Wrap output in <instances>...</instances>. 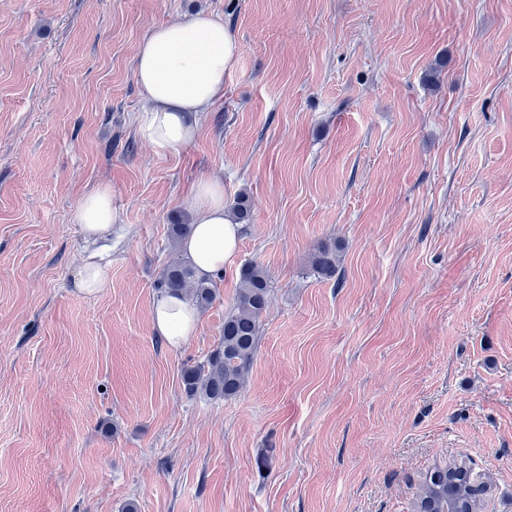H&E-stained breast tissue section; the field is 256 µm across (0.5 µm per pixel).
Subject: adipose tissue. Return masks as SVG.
Returning <instances> with one entry per match:
<instances>
[{
	"label": "adipose tissue",
	"instance_id": "adipose-tissue-1",
	"mask_svg": "<svg viewBox=\"0 0 512 512\" xmlns=\"http://www.w3.org/2000/svg\"><path fill=\"white\" fill-rule=\"evenodd\" d=\"M237 43L223 21L199 14L189 20L155 26L140 44L135 75L147 101V116L139 131L161 153L179 151L189 141L204 112L224 95V76L235 63ZM195 228L182 251L198 276L222 274L235 254L242 230L224 204V183L201 179L184 199ZM70 220L86 239L95 240L119 228L121 218L112 206V189L103 185L88 193ZM112 276V261L89 253L74 278L78 292L94 295ZM200 316L189 301L163 295L152 309V325L171 350H179L198 328Z\"/></svg>",
	"mask_w": 512,
	"mask_h": 512
}]
</instances>
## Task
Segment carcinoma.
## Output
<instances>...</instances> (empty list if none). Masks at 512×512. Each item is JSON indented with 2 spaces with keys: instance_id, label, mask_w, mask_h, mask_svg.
I'll use <instances>...</instances> for the list:
<instances>
[{
  "instance_id": "carcinoma-1",
  "label": "carcinoma",
  "mask_w": 512,
  "mask_h": 512,
  "mask_svg": "<svg viewBox=\"0 0 512 512\" xmlns=\"http://www.w3.org/2000/svg\"><path fill=\"white\" fill-rule=\"evenodd\" d=\"M336 251L323 247L311 256L317 273L336 276ZM162 288L198 307L209 306L216 288L212 281L197 276L193 266L182 258L168 262L162 274ZM269 285L266 270L255 262L245 263L239 273L234 304L224 317L220 346L208 358L183 368L184 391L190 397L224 400L243 389L253 362L259 322L268 305ZM486 485H476L464 464L435 468L428 474L415 503V512H481Z\"/></svg>"
}]
</instances>
